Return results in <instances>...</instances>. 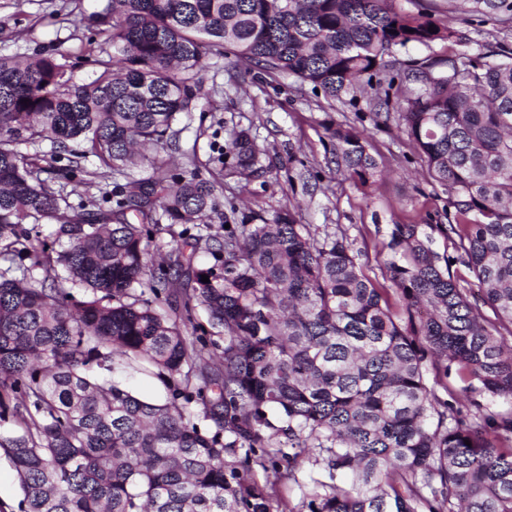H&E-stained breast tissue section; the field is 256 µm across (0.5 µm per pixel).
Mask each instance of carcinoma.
Here are the masks:
<instances>
[{
	"label": "carcinoma",
	"mask_w": 512,
	"mask_h": 512,
	"mask_svg": "<svg viewBox=\"0 0 512 512\" xmlns=\"http://www.w3.org/2000/svg\"><path fill=\"white\" fill-rule=\"evenodd\" d=\"M448 11L512 27V0ZM102 22L88 83L64 53L0 57V448L22 512H512V49L402 62L398 48L470 38L394 0H108ZM210 54L333 99L395 70L403 132L453 210L393 225L383 266L398 305L345 238H318L290 210L219 231L195 167L151 161L88 210L60 183L72 169L23 151L47 143L118 173L144 163L194 108ZM332 137L367 185L369 136ZM224 156L253 171L250 135ZM118 361L154 371L166 401L94 373ZM278 456L349 482L313 477L286 510L276 481L253 474L279 475Z\"/></svg>",
	"instance_id": "cac0c4a2"
}]
</instances>
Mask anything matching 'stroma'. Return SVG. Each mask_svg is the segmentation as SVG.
<instances>
[{"instance_id":"1","label":"stroma","mask_w":512,"mask_h":512,"mask_svg":"<svg viewBox=\"0 0 512 512\" xmlns=\"http://www.w3.org/2000/svg\"><path fill=\"white\" fill-rule=\"evenodd\" d=\"M107 0H0V55L27 57L64 50L72 55L76 82L90 81L95 69L87 57L105 43V26L97 14ZM409 14L432 15L440 25L479 33L490 44L512 47V28L473 25L468 15L449 12L446 0H395ZM197 91L194 111L176 125L171 146L159 152L172 167L189 160L214 181L219 212L213 224H240L247 218L271 216L293 208L300 223L328 227L346 236L360 263L377 282H385L380 266L396 224H444L448 195L434 182L402 131L397 116L376 114L375 90L333 100L311 85L283 74L209 56ZM353 126L368 133L371 152L382 171L371 187L351 181L336 164L331 132ZM248 131L257 164L247 175L230 172L223 148L234 132ZM277 497L284 507L298 506L311 478L328 480L325 465L280 460Z\"/></svg>"}]
</instances>
